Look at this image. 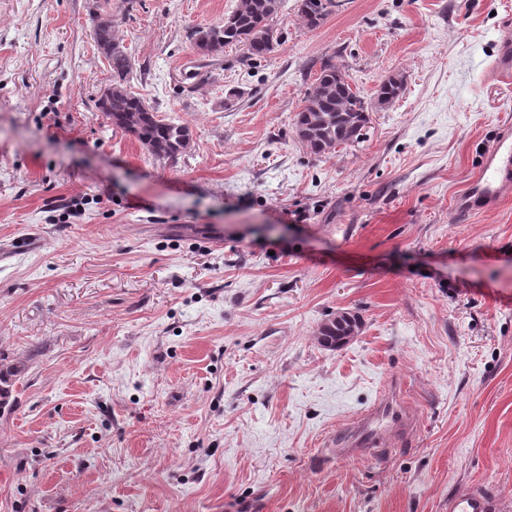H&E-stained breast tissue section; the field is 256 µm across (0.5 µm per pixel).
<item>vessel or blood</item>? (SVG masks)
Instances as JSON below:
<instances>
[{"instance_id":"b4317fda","label":"vessel or blood","mask_w":512,"mask_h":512,"mask_svg":"<svg viewBox=\"0 0 512 512\" xmlns=\"http://www.w3.org/2000/svg\"><path fill=\"white\" fill-rule=\"evenodd\" d=\"M512 189V125L504 124L494 146L484 155L480 174L458 202L464 211H475L496 203ZM402 419L387 402L375 404L342 440L344 454L385 445L392 432L401 430ZM488 500L480 495H464L452 500L448 512H489Z\"/></svg>"}]
</instances>
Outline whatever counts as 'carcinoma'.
Masks as SVG:
<instances>
[{"mask_svg":"<svg viewBox=\"0 0 512 512\" xmlns=\"http://www.w3.org/2000/svg\"><path fill=\"white\" fill-rule=\"evenodd\" d=\"M283 0H241L238 8L218 24L194 29L190 38L206 54L219 53L227 46H242L250 58H263L273 49L269 37L272 19ZM336 7V0H299L298 12L306 24L317 27ZM95 44L112 70V85L101 94L98 105L111 124L134 135L150 152L175 158L188 147L189 129L157 118L146 102L124 87L132 72V61L124 47L112 37V20L93 18ZM403 78L392 77L377 90V103L389 105L403 95ZM369 104L353 90L348 75L329 61L321 64L316 82L307 93L304 107L296 114L298 139L315 155L357 141L368 122ZM357 316L338 312L319 330L320 342L340 348L357 335Z\"/></svg>","mask_w":512,"mask_h":512,"instance_id":"carcinoma-1","label":"carcinoma"}]
</instances>
